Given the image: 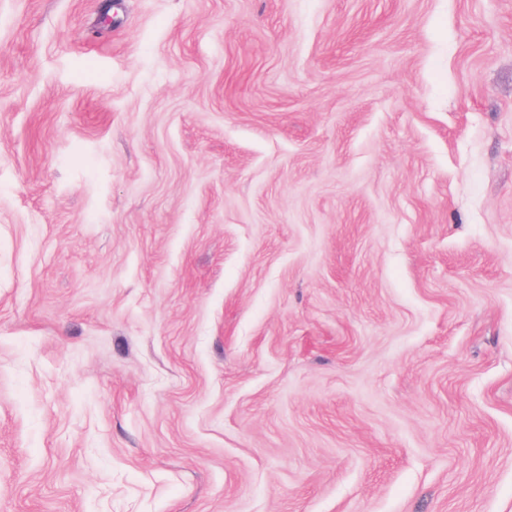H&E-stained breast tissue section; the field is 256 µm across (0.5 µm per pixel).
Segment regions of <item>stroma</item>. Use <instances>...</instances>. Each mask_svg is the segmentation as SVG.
Listing matches in <instances>:
<instances>
[{"label":"stroma","mask_w":512,"mask_h":512,"mask_svg":"<svg viewBox=\"0 0 512 512\" xmlns=\"http://www.w3.org/2000/svg\"><path fill=\"white\" fill-rule=\"evenodd\" d=\"M0 512H512V0H0Z\"/></svg>","instance_id":"1"}]
</instances>
